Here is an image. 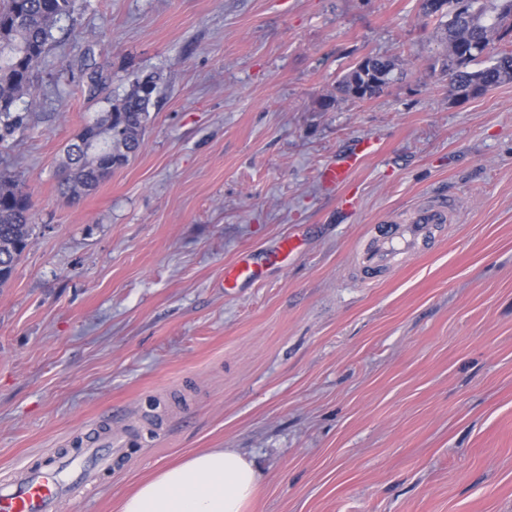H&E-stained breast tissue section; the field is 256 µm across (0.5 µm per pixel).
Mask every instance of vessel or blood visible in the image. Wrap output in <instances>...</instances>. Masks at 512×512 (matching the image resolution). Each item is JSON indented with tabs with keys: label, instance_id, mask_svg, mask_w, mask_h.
I'll list each match as a JSON object with an SVG mask.
<instances>
[{
	"label": "vessel or blood",
	"instance_id": "1",
	"mask_svg": "<svg viewBox=\"0 0 512 512\" xmlns=\"http://www.w3.org/2000/svg\"><path fill=\"white\" fill-rule=\"evenodd\" d=\"M372 150V143H362L359 152L322 169L321 180L330 185L347 184L352 169ZM454 211L448 201L431 200L418 206L408 221L374 225L369 244L356 255L362 278L372 279L377 272L394 267L398 258L432 247L443 235ZM259 274V268L245 256L225 268L224 285L229 288L238 280H251ZM127 444L124 437L108 440L103 447L91 441L79 454L60 460L53 468L21 473L14 481L0 485V512H56L59 500L71 487L95 488L100 474L111 470L113 458L120 456ZM72 467L80 470L74 486L64 479L65 471Z\"/></svg>",
	"mask_w": 512,
	"mask_h": 512
}]
</instances>
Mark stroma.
<instances>
[{"instance_id": "obj_1", "label": "stroma", "mask_w": 512, "mask_h": 512, "mask_svg": "<svg viewBox=\"0 0 512 512\" xmlns=\"http://www.w3.org/2000/svg\"><path fill=\"white\" fill-rule=\"evenodd\" d=\"M80 4L0 141L35 204L0 288V483L127 430L62 512L210 448L253 461L250 512H512V82L455 102L419 0ZM370 54L399 79L325 107ZM153 71L139 151L62 194L66 147ZM365 140L347 212L319 173ZM441 198L446 238L363 284L374 224ZM242 254L262 275L226 290Z\"/></svg>"}]
</instances>
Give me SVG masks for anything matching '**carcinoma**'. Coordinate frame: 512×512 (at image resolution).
Masks as SVG:
<instances>
[{
	"mask_svg": "<svg viewBox=\"0 0 512 512\" xmlns=\"http://www.w3.org/2000/svg\"><path fill=\"white\" fill-rule=\"evenodd\" d=\"M76 0H0V140L22 120L16 104L30 94L31 82L54 41L53 31L73 19ZM420 11L435 18L444 47L442 72L458 102L512 81V41L489 53L496 40L512 36V0H420ZM489 55L488 65L474 68ZM399 70L398 59L367 55L336 83L339 100L372 99ZM161 75L139 76L105 114L86 124L68 150L63 193L87 195L112 171L125 166L142 144L149 107ZM32 200L12 177L0 175V288L11 280L32 235Z\"/></svg>",
	"mask_w": 512,
	"mask_h": 512,
	"instance_id": "cac0c4a2",
	"label": "carcinoma"
}]
</instances>
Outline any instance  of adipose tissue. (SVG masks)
Instances as JSON below:
<instances>
[{
    "label": "adipose tissue",
    "instance_id": "1",
    "mask_svg": "<svg viewBox=\"0 0 512 512\" xmlns=\"http://www.w3.org/2000/svg\"><path fill=\"white\" fill-rule=\"evenodd\" d=\"M258 485L242 453L214 448L160 470L124 500L122 512H247Z\"/></svg>",
    "mask_w": 512,
    "mask_h": 512
}]
</instances>
